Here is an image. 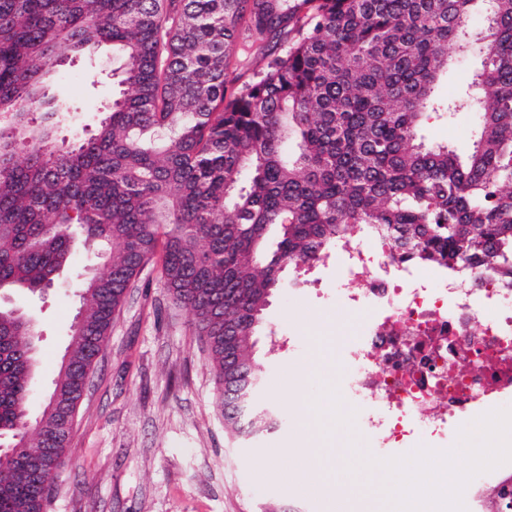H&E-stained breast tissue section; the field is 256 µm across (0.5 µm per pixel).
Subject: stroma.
Masks as SVG:
<instances>
[{"instance_id": "35a3bbf8", "label": "stroma", "mask_w": 512, "mask_h": 512, "mask_svg": "<svg viewBox=\"0 0 512 512\" xmlns=\"http://www.w3.org/2000/svg\"><path fill=\"white\" fill-rule=\"evenodd\" d=\"M111 47L62 63L49 91L68 108L58 137L64 144L91 135L112 102ZM473 112L440 113L420 134L457 154L472 145ZM100 264L76 248L54 287L31 295L0 294V306L31 317L40 332L38 383L28 406L38 414L57 375L79 299L77 283ZM345 282L336 265L288 269L283 288L265 312L268 326L294 339L274 351L258 339L265 380L262 394L278 411L275 429L259 437L228 433L207 356L193 318L166 285L160 262L146 266L112 324L75 419L66 467L50 512H261L276 501L298 512H332L314 479L302 477L292 405L314 400L323 385L339 384L336 368L319 367L310 338L325 322L354 325L336 306ZM298 392H287L290 384ZM278 457L268 469L269 457Z\"/></svg>"}]
</instances>
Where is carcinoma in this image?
<instances>
[{
  "label": "carcinoma",
  "mask_w": 512,
  "mask_h": 512,
  "mask_svg": "<svg viewBox=\"0 0 512 512\" xmlns=\"http://www.w3.org/2000/svg\"><path fill=\"white\" fill-rule=\"evenodd\" d=\"M483 20L472 28L469 21ZM226 94L239 42L266 57ZM112 47L119 95L64 146L46 83L65 55ZM478 56L464 93L436 92ZM0 292H43L76 239L104 270L79 308L48 399L29 416L39 333L0 309V512H49L86 379L139 272L194 319L224 424L277 411L253 336L286 269L316 266L357 228L425 262L512 277V0H0ZM474 109L473 152L428 146L430 114ZM488 512H512V476Z\"/></svg>",
  "instance_id": "obj_1"
}]
</instances>
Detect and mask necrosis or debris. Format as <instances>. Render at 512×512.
Returning <instances> with one entry per match:
<instances>
[{
    "label": "necrosis or debris",
    "instance_id": "obj_1",
    "mask_svg": "<svg viewBox=\"0 0 512 512\" xmlns=\"http://www.w3.org/2000/svg\"><path fill=\"white\" fill-rule=\"evenodd\" d=\"M335 257L364 285L336 294L357 317L337 370L375 453L512 395V280L405 259L372 237L344 238Z\"/></svg>",
    "mask_w": 512,
    "mask_h": 512
}]
</instances>
